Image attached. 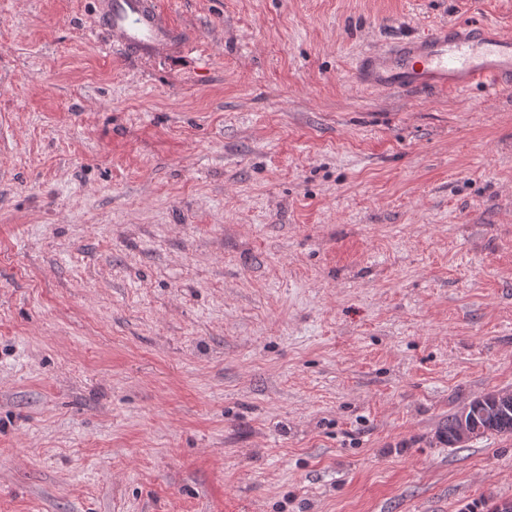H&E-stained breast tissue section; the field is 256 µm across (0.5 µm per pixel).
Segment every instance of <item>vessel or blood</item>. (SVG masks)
Here are the masks:
<instances>
[{
  "label": "vessel or blood",
  "instance_id": "b4317fda",
  "mask_svg": "<svg viewBox=\"0 0 512 512\" xmlns=\"http://www.w3.org/2000/svg\"><path fill=\"white\" fill-rule=\"evenodd\" d=\"M95 7L102 27L132 56L158 52L182 34L164 20L157 0H95ZM353 77L372 90L489 84L512 91V33L477 17L443 24L362 55Z\"/></svg>",
  "mask_w": 512,
  "mask_h": 512
}]
</instances>
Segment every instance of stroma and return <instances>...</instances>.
I'll list each match as a JSON object with an SVG mask.
<instances>
[{"mask_svg":"<svg viewBox=\"0 0 512 512\" xmlns=\"http://www.w3.org/2000/svg\"><path fill=\"white\" fill-rule=\"evenodd\" d=\"M0 0V512H485L512 436V92L358 57L512 0ZM95 7L102 27L118 36L128 55L156 53L183 31L164 20L156 0H95ZM512 406V390L491 391L476 398L471 405H468L463 414L459 437L462 441L472 440V424L467 415L471 412L482 415L507 412ZM477 435L473 439L483 437L488 433L500 435H512V411L507 416H486L478 417L474 423Z\"/></svg>","mask_w":512,"mask_h":512,"instance_id":"1","label":"stroma"}]
</instances>
